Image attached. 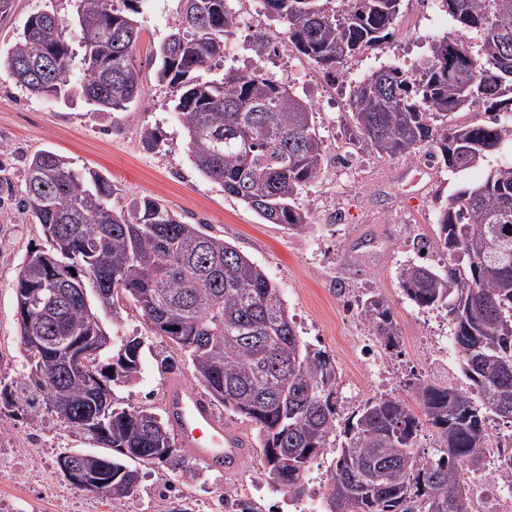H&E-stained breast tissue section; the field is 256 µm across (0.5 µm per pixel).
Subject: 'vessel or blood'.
Returning a JSON list of instances; mask_svg holds the SVG:
<instances>
[{"mask_svg":"<svg viewBox=\"0 0 512 512\" xmlns=\"http://www.w3.org/2000/svg\"><path fill=\"white\" fill-rule=\"evenodd\" d=\"M167 409L182 447L215 468H238L248 457L239 436L200 395L177 384L168 390Z\"/></svg>","mask_w":512,"mask_h":512,"instance_id":"vessel-or-blood-1","label":"vessel or blood"}]
</instances>
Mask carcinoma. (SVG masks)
Returning a JSON list of instances; mask_svg holds the SVG:
<instances>
[{
	"mask_svg": "<svg viewBox=\"0 0 512 512\" xmlns=\"http://www.w3.org/2000/svg\"><path fill=\"white\" fill-rule=\"evenodd\" d=\"M148 0H76L72 29L44 11L28 17L0 66L22 88L46 99L79 96L100 112H124L142 92L132 15ZM171 33L151 55L155 80L175 90L174 109L191 161L224 194L266 224L309 229L297 204L322 173L324 141L312 106L261 69L219 67L233 33L230 0H179ZM264 0V17L285 27L288 43L324 76L353 56L394 38L402 0ZM458 35L430 41L416 72L382 65L351 82L348 140L380 156H414L462 172L512 143V0H438ZM476 35L477 46L470 43ZM256 56L275 47L262 27ZM98 69V78L89 76ZM483 104L486 124H461L456 113ZM42 150L26 170L20 206L43 227L47 247L29 253L15 284L26 375L0 381V408L28 417L35 401L109 453L70 449L86 475L112 479L111 500L135 493L141 472L128 465L164 463L183 482L198 473L173 447L169 421L144 407H117L112 383L140 372L139 338L117 344L112 362L99 311L131 303L186 356L211 401L251 421L269 483L297 499L325 448L324 512H467L464 472L485 469L480 452L494 422L512 425V160L438 202L443 262H409L398 272L405 298L420 310H443L460 356L463 390L425 380L415 386L421 414L403 398H369L336 442L337 368L304 343L279 288L224 238L203 232L159 197L112 208L116 186L105 175ZM360 317L380 345L399 348L390 306L374 294L358 300ZM446 450L419 451L420 416Z\"/></svg>",
	"mask_w": 512,
	"mask_h": 512,
	"instance_id": "1",
	"label": "carcinoma"
}]
</instances>
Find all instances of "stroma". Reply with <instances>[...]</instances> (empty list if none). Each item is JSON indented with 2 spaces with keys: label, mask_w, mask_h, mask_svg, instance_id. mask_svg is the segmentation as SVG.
<instances>
[{
  "label": "stroma",
  "mask_w": 512,
  "mask_h": 512,
  "mask_svg": "<svg viewBox=\"0 0 512 512\" xmlns=\"http://www.w3.org/2000/svg\"><path fill=\"white\" fill-rule=\"evenodd\" d=\"M74 0H15L12 12L0 17V50L14 41L30 15L50 11L65 20L75 16ZM179 0H150L136 20L140 40L134 57L142 67L143 94L133 111L98 112L81 99L54 102L28 93L0 72V380L9 382L26 371L17 320L14 284L30 249L46 240L41 225L18 209L15 200L25 191L26 163L35 153L51 150L78 167L109 176L120 188L113 207L133 197L158 196L193 224L207 225L258 264L280 288L305 341L326 350L336 361L342 415L363 400L379 395L375 381L389 369L391 389L414 403L413 381L458 384L459 356L451 340L428 350L423 337L448 331L444 313L418 311L403 295L400 267L413 260L416 238H437V201L459 184L480 180L490 168L512 158V150L487 155L476 167L453 175L430 167L422 184L410 188L409 157H381L363 152L345 165L344 126L350 110L347 68L335 79L311 72L298 93L315 112L325 141L327 166L300 195L299 204L311 211L312 227L295 234L265 224L242 202L226 197L223 187L199 173L186 149V136L172 107L171 88L158 84L148 58L169 33ZM444 12L428 16L418 0H407L396 38L355 58L359 73L380 64L420 63L429 42L455 31ZM158 132L148 144L144 131ZM364 290L390 304L400 334L397 350L380 347L368 327L347 315L340 288ZM121 333L145 343L137 379L114 386L121 403L166 411L169 384H184L203 393L193 366L177 358L175 369L163 363L172 355L168 339L156 336L149 323L131 307L120 314ZM225 422L238 430L251 453L233 472L202 469L194 481H178L166 464L143 468L136 492L121 500L102 498L66 480L57 459L68 448L93 450L57 417L40 409L34 418L0 410V512H172L184 505L191 512H213L218 498L249 482L257 512H299L301 505L287 492L273 491L263 475L264 459L253 441L249 420L223 411Z\"/></svg>",
  "instance_id": "1"
}]
</instances>
